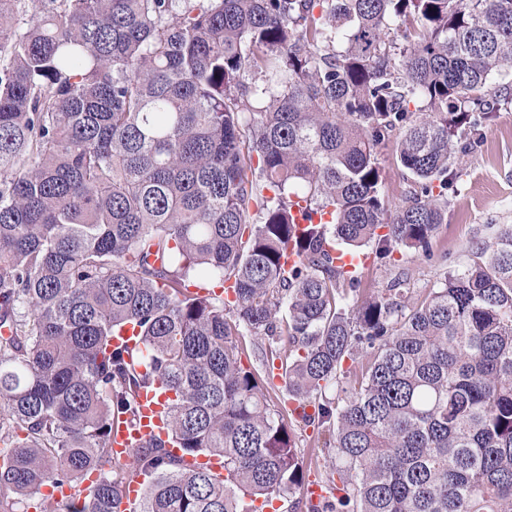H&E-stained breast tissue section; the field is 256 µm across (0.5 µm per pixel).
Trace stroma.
Masks as SVG:
<instances>
[{"label":"stroma","mask_w":512,"mask_h":512,"mask_svg":"<svg viewBox=\"0 0 512 512\" xmlns=\"http://www.w3.org/2000/svg\"><path fill=\"white\" fill-rule=\"evenodd\" d=\"M382 192L389 207L401 206L408 190L395 159L394 141L377 148ZM512 225V103L505 104L487 125L479 147L465 159L462 176L448 189V222L432 244L431 256L414 250L395 252L394 263L360 267V288L372 291L403 278L410 304L419 303L429 289L439 287L448 271L466 264L476 242L486 239L493 225ZM298 455L309 480L326 477L331 468L329 449L317 446L315 433L295 426Z\"/></svg>","instance_id":"1"}]
</instances>
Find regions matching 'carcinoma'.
<instances>
[{
  "instance_id": "cac0c4a2",
  "label": "carcinoma",
  "mask_w": 512,
  "mask_h": 512,
  "mask_svg": "<svg viewBox=\"0 0 512 512\" xmlns=\"http://www.w3.org/2000/svg\"><path fill=\"white\" fill-rule=\"evenodd\" d=\"M21 2L0 0V512H117L112 422L156 384L169 439L136 453L140 512H512V225L415 306L336 264L430 255L509 90L512 0ZM393 134L411 190L391 215ZM228 281L233 301L190 290ZM277 359L334 452L317 504L269 408ZM200 454L224 477L184 465ZM377 154L381 166L382 192L389 208L394 211L403 205L408 190L404 172L395 159V139L381 143L377 147ZM264 338L261 336H246V339L242 341V349L240 357L244 365L252 364L258 367L261 363L262 352L266 347Z\"/></svg>"
}]
</instances>
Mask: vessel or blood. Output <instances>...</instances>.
Instances as JSON below:
<instances>
[{
    "instance_id": "b4317fda",
    "label": "vessel or blood",
    "mask_w": 512,
    "mask_h": 512,
    "mask_svg": "<svg viewBox=\"0 0 512 512\" xmlns=\"http://www.w3.org/2000/svg\"><path fill=\"white\" fill-rule=\"evenodd\" d=\"M137 402L135 416L117 420L112 427V451L125 461L130 460L141 446L164 432L161 419L162 397L157 396L155 391H144L140 393ZM144 485V477L140 474L128 480L119 506L120 512H132L143 495Z\"/></svg>"
}]
</instances>
